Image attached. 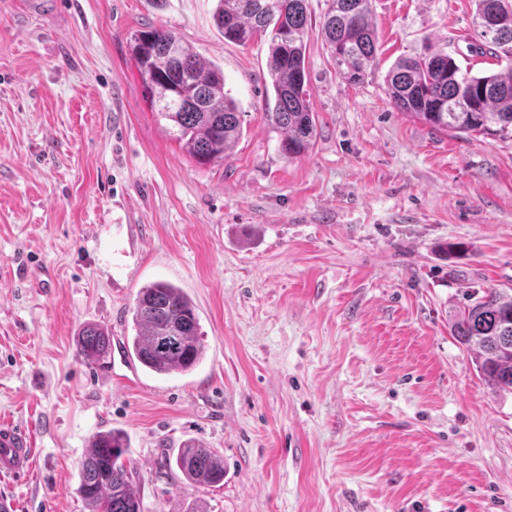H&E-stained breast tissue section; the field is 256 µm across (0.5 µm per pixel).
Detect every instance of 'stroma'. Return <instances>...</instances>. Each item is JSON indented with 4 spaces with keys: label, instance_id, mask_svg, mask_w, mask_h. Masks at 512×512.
I'll return each mask as SVG.
<instances>
[{
    "label": "stroma",
    "instance_id": "stroma-1",
    "mask_svg": "<svg viewBox=\"0 0 512 512\" xmlns=\"http://www.w3.org/2000/svg\"><path fill=\"white\" fill-rule=\"evenodd\" d=\"M215 0H0V422L25 427L15 512H87L80 463L123 430L142 512H512V395L451 336L459 306L512 288V139L398 110L385 76L430 44L476 74L475 0H371L360 82L307 0L317 138L288 159L264 115L267 40L225 41ZM164 27L217 62L243 134L201 165L130 58ZM195 307L205 356L159 376L122 349L141 288ZM106 328L105 366L75 340ZM218 485L168 467L186 440Z\"/></svg>",
    "mask_w": 512,
    "mask_h": 512
}]
</instances>
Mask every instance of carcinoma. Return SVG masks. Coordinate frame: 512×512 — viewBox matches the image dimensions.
<instances>
[{"label":"carcinoma","mask_w":512,"mask_h":512,"mask_svg":"<svg viewBox=\"0 0 512 512\" xmlns=\"http://www.w3.org/2000/svg\"><path fill=\"white\" fill-rule=\"evenodd\" d=\"M498 10L512 14V0H476L477 18ZM214 23L224 39L245 43L268 37L267 70L274 103L266 104L268 122L281 133L288 159L306 154L316 138V120L306 99L308 70L305 35L306 0H217ZM323 32L336 66L358 82L376 59L377 38L370 0H332ZM488 53L512 61V27L480 31ZM130 55L147 98L171 123L175 138L199 164L229 156L241 137L236 101L224 90L219 65L190 51L173 32L148 26L130 39ZM390 102L436 129L456 134L512 137V66L502 72L462 71L449 54L430 47L399 59L385 76ZM135 335L128 338L132 358L157 375L188 372L203 358L195 308L167 282L140 289L132 310ZM451 336L468 351L482 378L500 392H512V288H489L458 308ZM164 336L177 344H161ZM112 336L96 324L84 326L76 355L89 365L110 356ZM123 431L98 433L81 463L78 492L89 512H141L134 488L137 470L125 460ZM169 464L194 483L224 480V459L189 440Z\"/></svg>","instance_id":"carcinoma-1"}]
</instances>
